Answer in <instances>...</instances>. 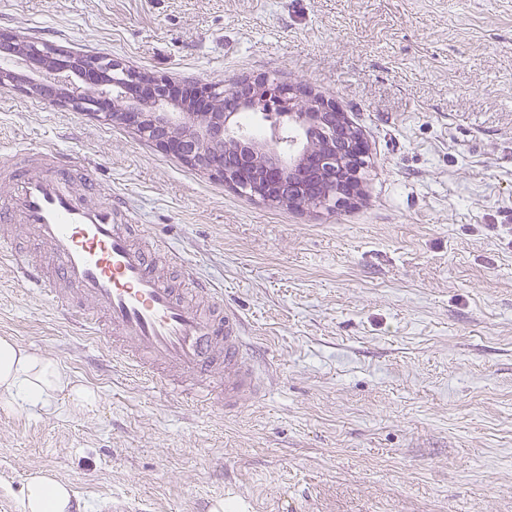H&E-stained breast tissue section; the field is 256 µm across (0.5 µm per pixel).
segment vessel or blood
Returning a JSON list of instances; mask_svg holds the SVG:
<instances>
[{
	"label": "vessel or blood",
	"mask_w": 512,
	"mask_h": 512,
	"mask_svg": "<svg viewBox=\"0 0 512 512\" xmlns=\"http://www.w3.org/2000/svg\"><path fill=\"white\" fill-rule=\"evenodd\" d=\"M41 172L17 177L0 160V223L19 225L45 248L40 259L0 240V264L30 290L54 301L66 319L97 335L103 350L144 362L170 395L211 400L214 375L224 378V410L232 413L266 391L238 312L202 282L192 264L164 242L134 240L130 214L111 191L89 184L74 195L77 164L54 146L41 147ZM179 266L192 285L183 295L158 273V255Z\"/></svg>",
	"instance_id": "obj_1"
}]
</instances>
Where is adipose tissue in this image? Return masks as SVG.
<instances>
[{
	"instance_id": "obj_1",
	"label": "adipose tissue",
	"mask_w": 512,
	"mask_h": 512,
	"mask_svg": "<svg viewBox=\"0 0 512 512\" xmlns=\"http://www.w3.org/2000/svg\"><path fill=\"white\" fill-rule=\"evenodd\" d=\"M77 406L94 405L95 391L76 383L56 359L0 336V399L21 408L53 412L57 395ZM70 488L55 477L35 473L22 493L21 512H71Z\"/></svg>"
}]
</instances>
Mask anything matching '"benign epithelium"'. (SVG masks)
Listing matches in <instances>:
<instances>
[{
    "label": "benign epithelium",
    "instance_id": "benign-epithelium-1",
    "mask_svg": "<svg viewBox=\"0 0 512 512\" xmlns=\"http://www.w3.org/2000/svg\"><path fill=\"white\" fill-rule=\"evenodd\" d=\"M0 51L38 74L17 79L13 68H0V88L48 98L61 106L131 128L185 164L270 206L302 205L335 210L359 194L368 146L334 102L294 85L258 77L239 86V110L280 112L305 129L330 140L323 150L287 161L283 151L266 144L237 142L235 157L223 164L213 153L224 149L232 112L224 111V92L210 85L191 97L163 76L128 69L101 55L77 54L21 36H1ZM205 113L202 124L193 122ZM345 166V186L320 201L306 200L311 180L330 179Z\"/></svg>",
    "mask_w": 512,
    "mask_h": 512
}]
</instances>
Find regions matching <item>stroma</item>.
<instances>
[{"label":"stroma","instance_id":"obj_1","mask_svg":"<svg viewBox=\"0 0 512 512\" xmlns=\"http://www.w3.org/2000/svg\"><path fill=\"white\" fill-rule=\"evenodd\" d=\"M0 32L203 88L266 75L363 133L360 195L271 207L119 124L0 89V156L52 144L224 292L265 396L234 413L104 355L0 266V336L98 404L0 408L82 512H512V0H0Z\"/></svg>","mask_w":512,"mask_h":512}]
</instances>
